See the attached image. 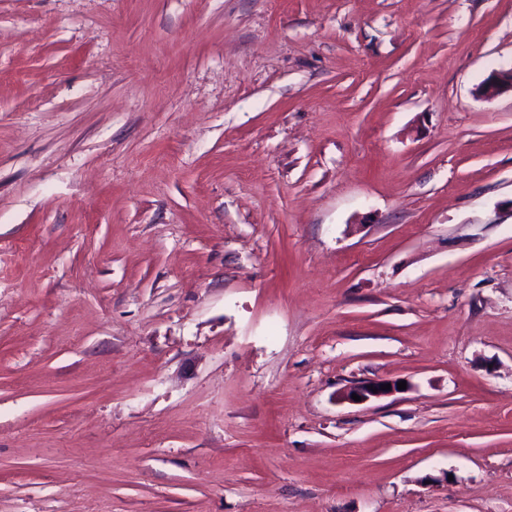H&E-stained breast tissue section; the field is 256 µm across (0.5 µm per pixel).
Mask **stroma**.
<instances>
[{
	"mask_svg": "<svg viewBox=\"0 0 512 512\" xmlns=\"http://www.w3.org/2000/svg\"><path fill=\"white\" fill-rule=\"evenodd\" d=\"M509 67L512 0H0V512H512ZM509 92L512 96V68L493 70L476 88L477 96L483 99H493ZM397 381H391L387 379H372L367 381L358 382L354 386L350 387L346 392L342 394V399L348 400L354 403H364L375 399H380L392 395L398 392ZM391 384V390H381V385ZM373 388L377 389V392H373ZM352 394H356L361 397V401H354Z\"/></svg>",
	"mask_w": 512,
	"mask_h": 512,
	"instance_id": "obj_1",
	"label": "stroma"
}]
</instances>
